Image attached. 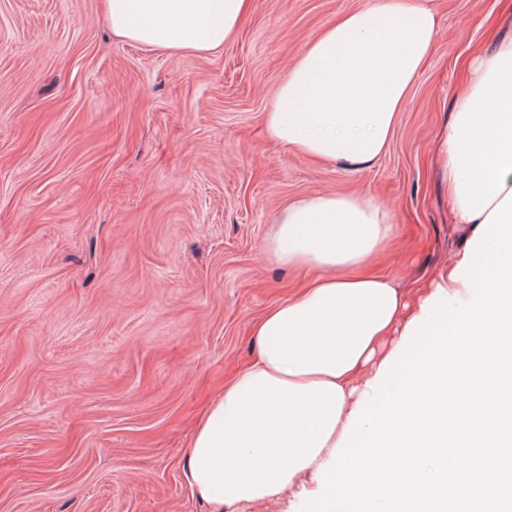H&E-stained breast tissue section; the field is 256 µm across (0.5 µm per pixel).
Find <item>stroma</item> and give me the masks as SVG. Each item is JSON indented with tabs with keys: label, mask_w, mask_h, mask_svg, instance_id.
<instances>
[{
	"label": "stroma",
	"mask_w": 512,
	"mask_h": 512,
	"mask_svg": "<svg viewBox=\"0 0 512 512\" xmlns=\"http://www.w3.org/2000/svg\"><path fill=\"white\" fill-rule=\"evenodd\" d=\"M369 0H252L216 54L113 36L103 0H0V512H210L193 428L253 322L316 276L278 213L316 194L394 214L378 265L424 288L463 248L435 158L512 0H426L437 39L388 153L357 170L269 141L297 53Z\"/></svg>",
	"instance_id": "1"
}]
</instances>
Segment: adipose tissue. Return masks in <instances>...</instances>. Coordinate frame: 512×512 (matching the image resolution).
Returning a JSON list of instances; mask_svg holds the SVG:
<instances>
[{
	"mask_svg": "<svg viewBox=\"0 0 512 512\" xmlns=\"http://www.w3.org/2000/svg\"><path fill=\"white\" fill-rule=\"evenodd\" d=\"M251 6L105 0L123 40L197 52L223 50ZM436 34L423 0H371L345 12L295 57L264 114L268 137L315 159L370 167L389 150ZM437 152L455 222L473 237L512 191V38L474 59ZM393 229L392 212L368 195H314L281 211L272 256L317 277L255 322V361L194 429L184 477L212 512L275 501L329 459L389 337L421 313L422 298L363 271Z\"/></svg>",
	"mask_w": 512,
	"mask_h": 512,
	"instance_id": "ef3b65f1",
	"label": "adipose tissue"
}]
</instances>
